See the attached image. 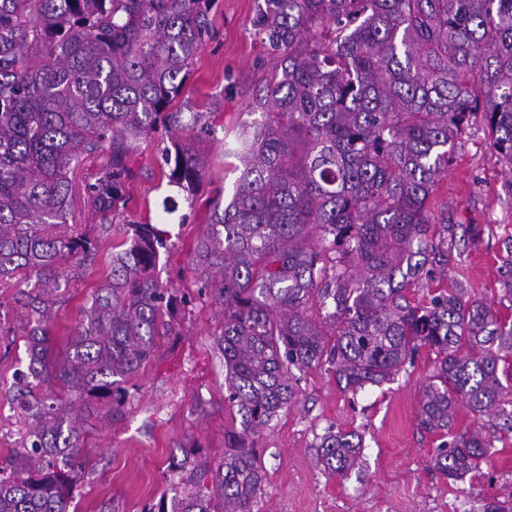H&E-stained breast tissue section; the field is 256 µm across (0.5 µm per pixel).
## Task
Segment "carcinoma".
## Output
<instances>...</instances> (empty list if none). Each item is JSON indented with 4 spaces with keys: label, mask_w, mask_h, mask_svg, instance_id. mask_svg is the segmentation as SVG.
<instances>
[{
    "label": "carcinoma",
    "mask_w": 512,
    "mask_h": 512,
    "mask_svg": "<svg viewBox=\"0 0 512 512\" xmlns=\"http://www.w3.org/2000/svg\"><path fill=\"white\" fill-rule=\"evenodd\" d=\"M215 0H0V283L14 280L29 316L28 365L14 375L20 448L0 464V512H70L83 425L78 401L122 416L126 384L191 299L155 276L166 232L128 223L61 360L46 324L63 262L91 264L97 240L74 230L76 172L100 162L84 207L126 208L131 165L157 132L168 184L195 190L206 159L172 110L213 35ZM255 34L278 60L250 103L261 120L230 153L243 170L232 200L213 202L193 261L200 292L224 306L218 345L243 428L224 437L217 471L197 449L143 512H251L262 490L251 436L295 396L292 370L335 367L356 393L381 385L422 348L437 365L418 424L451 437L435 467L478 468L495 431L451 433L459 407L512 432V319L461 286L415 304L405 288L448 267V218L428 208L449 155L477 112L512 164V0H263ZM499 267L512 302V240ZM318 298L324 321L304 314ZM54 379L74 399L39 398ZM361 443L329 432L324 466L345 474Z\"/></svg>",
    "instance_id": "cac0c4a2"
}]
</instances>
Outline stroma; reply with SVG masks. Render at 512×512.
<instances>
[{
  "mask_svg": "<svg viewBox=\"0 0 512 512\" xmlns=\"http://www.w3.org/2000/svg\"><path fill=\"white\" fill-rule=\"evenodd\" d=\"M258 0H216L211 12L214 37L198 54L175 109L184 112V134L206 157L208 171L186 203L167 185L159 166L163 134L144 142L133 164L130 197L123 218L167 225L169 250L156 272L170 288L191 296L179 312L172 335L158 337L150 359L132 381L121 418L102 421L75 406L84 421L83 478L75 497L77 512H142L158 501L168 468L183 449L195 448L211 469L224 461V435L241 427L237 406L228 399L224 358L216 336L224 319L222 305L198 292L200 272L193 263L198 238L205 232L211 203H229L241 174L227 144L201 135L190 115L211 112L225 132L252 122L248 103L274 61L256 36L252 21ZM173 199L174 212L163 202ZM433 213L447 212L456 234L448 243V275L411 283L407 296L424 303L430 287L461 283L503 316L498 268L504 243L512 238V166L491 146L480 118H473L452 154L447 174L430 197ZM79 231L97 239L95 262L78 270L62 290L47 325L49 345L64 357L82 305L109 268L113 244L122 236L102 231L87 213L77 214ZM13 289L0 288V461L8 458L16 437L8 429L16 412L6 399L20 360L26 359L29 328L26 312L13 300ZM437 363L421 349L394 380L352 392L343 388L332 367L295 372L296 397L256 433L252 441L264 475L252 512H481L493 497L512 495V433L501 432L496 452L480 470L458 481L434 465L441 434L418 426L420 397ZM352 432L362 440L358 466L346 475L319 465L317 446L327 431Z\"/></svg>",
  "mask_w": 512,
  "mask_h": 512,
  "instance_id": "stroma-1",
  "label": "stroma"
}]
</instances>
